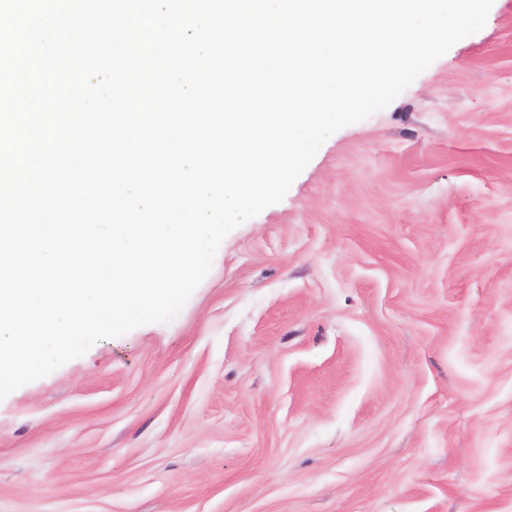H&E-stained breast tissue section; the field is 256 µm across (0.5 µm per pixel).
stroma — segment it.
Returning <instances> with one entry per match:
<instances>
[{
  "label": "stroma",
  "instance_id": "stroma-1",
  "mask_svg": "<svg viewBox=\"0 0 512 512\" xmlns=\"http://www.w3.org/2000/svg\"><path fill=\"white\" fill-rule=\"evenodd\" d=\"M0 512H512V0L1 400Z\"/></svg>",
  "mask_w": 512,
  "mask_h": 512
}]
</instances>
